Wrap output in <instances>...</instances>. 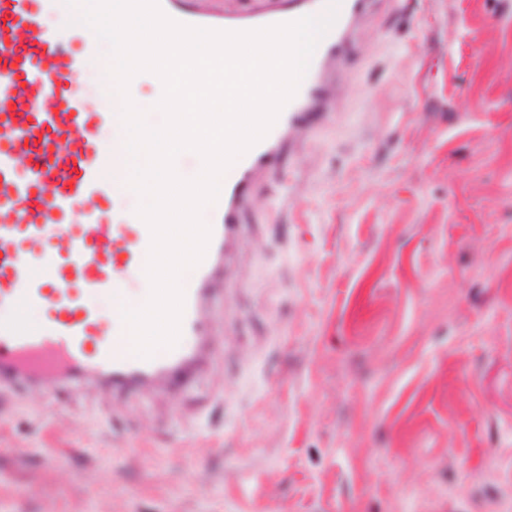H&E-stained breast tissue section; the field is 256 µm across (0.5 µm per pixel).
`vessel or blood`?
<instances>
[{"instance_id": "1", "label": "vessel or blood", "mask_w": 512, "mask_h": 512, "mask_svg": "<svg viewBox=\"0 0 512 512\" xmlns=\"http://www.w3.org/2000/svg\"><path fill=\"white\" fill-rule=\"evenodd\" d=\"M208 0H160L171 18L217 30L258 29L296 20L323 0H272L267 9L221 13ZM372 0H340L336 26L322 41L296 95L272 132L240 157L217 202L208 206L211 238L204 260L183 282L181 337L152 358L129 346L121 315L104 321L88 296L104 294L121 308L130 282L145 279L147 225L130 215L109 221L107 206L126 182L110 163L126 158L108 133L119 113L76 93L73 82L97 53L94 33L44 27L58 0H0V388L51 384L56 393L83 378L115 391L173 388L200 373L215 341V287L237 248L242 217L277 176L289 141L335 103L332 80L349 64L356 21ZM39 307L46 316L29 322Z\"/></svg>"}]
</instances>
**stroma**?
<instances>
[{
    "mask_svg": "<svg viewBox=\"0 0 512 512\" xmlns=\"http://www.w3.org/2000/svg\"><path fill=\"white\" fill-rule=\"evenodd\" d=\"M187 387L0 390V512H512V0H374Z\"/></svg>",
    "mask_w": 512,
    "mask_h": 512,
    "instance_id": "35a3bbf8",
    "label": "stroma"
}]
</instances>
